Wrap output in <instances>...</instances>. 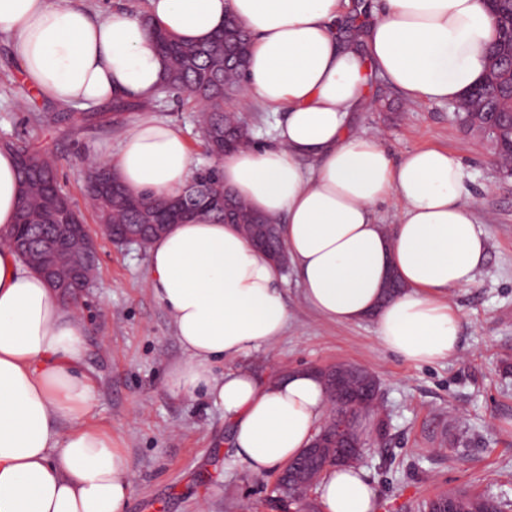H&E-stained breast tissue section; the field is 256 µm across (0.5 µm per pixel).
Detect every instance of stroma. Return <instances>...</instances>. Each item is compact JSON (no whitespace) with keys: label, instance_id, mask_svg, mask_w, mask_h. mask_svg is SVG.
Segmentation results:
<instances>
[{"label":"stroma","instance_id":"1","mask_svg":"<svg viewBox=\"0 0 512 512\" xmlns=\"http://www.w3.org/2000/svg\"><path fill=\"white\" fill-rule=\"evenodd\" d=\"M9 37L0 32V144L23 143L57 160L62 190L83 202L90 159L116 144L134 118L87 122L82 111L44 101L26 104ZM364 111L352 113L358 132H379L393 158L432 147L456 155L475 196V216L488 232L486 264L473 286L452 291L460 316L457 354L418 364L382 348L376 324L334 323L301 298L288 276V328L266 349L215 374L244 370L271 379L336 363L372 372L380 382L384 432L370 431L362 462L377 492V512H418L419 503L449 489L512 500V177L490 145L460 126L445 102H409L381 77L370 80ZM249 125L252 140L269 142L284 115L240 97L225 99ZM61 111L54 126L40 112ZM159 118L185 133L196 166L212 165L195 102L172 95ZM149 254L100 239L95 276L79 301L85 352L78 366L94 386L88 421L112 434L133 473L125 512H281L274 474L255 476L234 456L223 411L202 396L171 392L183 351L168 312L146 285Z\"/></svg>","mask_w":512,"mask_h":512}]
</instances>
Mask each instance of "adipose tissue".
Masks as SVG:
<instances>
[{"label":"adipose tissue","instance_id":"1","mask_svg":"<svg viewBox=\"0 0 512 512\" xmlns=\"http://www.w3.org/2000/svg\"><path fill=\"white\" fill-rule=\"evenodd\" d=\"M348 0H148L145 12H93L72 0H0L17 75L30 94L91 109L112 99L161 98L168 61L150 34L207 43L235 17L250 37L242 97L285 112L267 145L220 161L224 186L278 222L308 306L347 323L375 315L377 338L414 363L448 359L460 317L450 290L474 284L487 234L474 218L461 160L421 148L395 160L374 135L347 125L366 101L368 73L416 101L456 102L483 78L495 25L483 0H381L347 33ZM101 163L132 193L170 196L193 176L182 129L139 114ZM20 183L0 149V512H124L129 463L110 433L86 424L92 385L78 310L32 271L10 240ZM398 205L393 230L379 204ZM403 290L384 298L389 274ZM280 266L235 225L208 217L171 225L149 253L147 284L186 353L174 394H203L224 412L235 457L261 476L306 448L329 411L320 378L294 370L261 380L213 366L272 344L288 328ZM321 512H376L358 464L330 467Z\"/></svg>","mask_w":512,"mask_h":512}]
</instances>
